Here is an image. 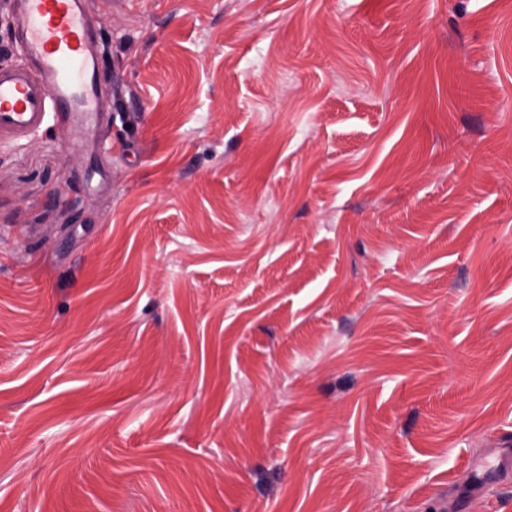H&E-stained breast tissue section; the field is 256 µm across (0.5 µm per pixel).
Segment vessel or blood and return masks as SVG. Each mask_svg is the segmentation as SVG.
I'll return each instance as SVG.
<instances>
[{"label": "vessel or blood", "mask_w": 512, "mask_h": 512, "mask_svg": "<svg viewBox=\"0 0 512 512\" xmlns=\"http://www.w3.org/2000/svg\"><path fill=\"white\" fill-rule=\"evenodd\" d=\"M23 61L0 68V143L42 131L51 115L111 112L84 0H11Z\"/></svg>", "instance_id": "b4317fda"}]
</instances>
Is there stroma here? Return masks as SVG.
<instances>
[{
  "label": "stroma",
  "instance_id": "obj_1",
  "mask_svg": "<svg viewBox=\"0 0 512 512\" xmlns=\"http://www.w3.org/2000/svg\"><path fill=\"white\" fill-rule=\"evenodd\" d=\"M88 11L111 120L0 144V512H512V0Z\"/></svg>",
  "mask_w": 512,
  "mask_h": 512
}]
</instances>
